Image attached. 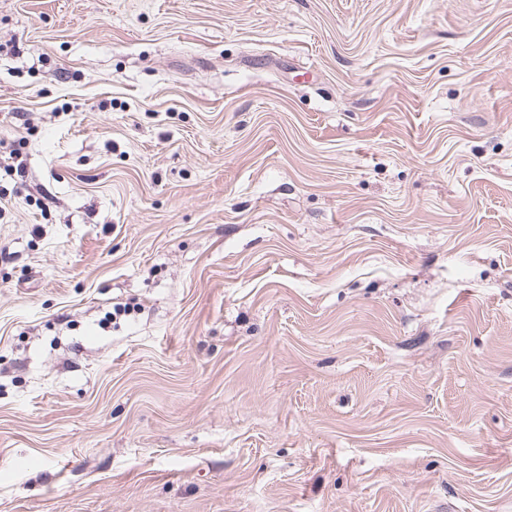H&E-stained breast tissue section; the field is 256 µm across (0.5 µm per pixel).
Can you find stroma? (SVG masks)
Segmentation results:
<instances>
[{"mask_svg": "<svg viewBox=\"0 0 512 512\" xmlns=\"http://www.w3.org/2000/svg\"><path fill=\"white\" fill-rule=\"evenodd\" d=\"M0 512H512V0H0Z\"/></svg>", "mask_w": 512, "mask_h": 512, "instance_id": "1", "label": "stroma"}]
</instances>
